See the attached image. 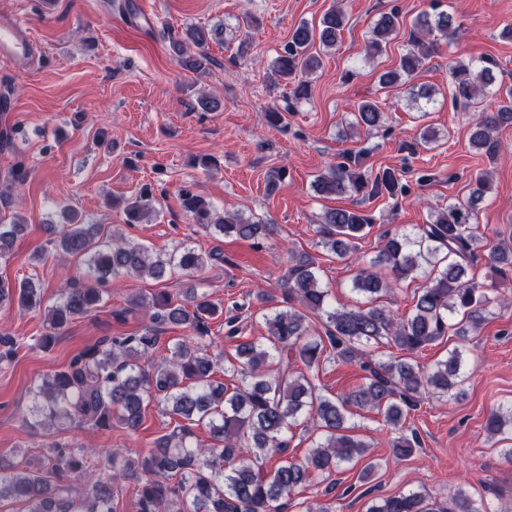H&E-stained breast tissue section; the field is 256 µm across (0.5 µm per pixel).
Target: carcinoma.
Returning a JSON list of instances; mask_svg holds the SVG:
<instances>
[{"label": "carcinoma", "instance_id": "carcinoma-1", "mask_svg": "<svg viewBox=\"0 0 512 512\" xmlns=\"http://www.w3.org/2000/svg\"><path fill=\"white\" fill-rule=\"evenodd\" d=\"M398 17L394 10L380 14L371 31L368 56L383 52L397 33ZM345 26L344 12L334 6L323 15L319 27L303 23L293 30L272 72L293 83L295 99L309 98L310 85L304 76L321 65L320 57L310 53L314 41L333 49ZM459 28L455 16L431 0L430 10L421 12L409 30L407 48L397 67L380 74V88L405 85L412 101H435L436 89L417 87L412 80L435 52L432 37L450 40ZM188 37L199 52L187 58L180 45L178 61L187 70L204 73L215 64L202 52L212 32L192 28ZM496 68L491 60L478 65L462 59L448 62L454 102L477 105L488 97L495 100L494 108L478 111L469 135L471 148L491 162L503 150L496 132L512 125V87L497 84ZM354 115L355 121L345 124V137L360 127L370 130L384 123V113L375 100L360 102ZM363 155L362 151L349 154L346 161L330 165L315 177L314 190L325 198L362 193L393 199L405 192L396 170L385 168L373 174L363 169ZM489 190V172H478L471 176L465 201L450 202L430 213L421 232L385 236L377 255L359 267L353 279V291L365 298L363 306L332 305L330 289L322 284L313 257L290 253L278 281L283 299L268 292L257 294L267 305L263 314L267 335L260 341L238 344L234 355L224 357V371L239 377L232 388L213 379V342L206 337L210 336L209 319L219 313V307L206 295L192 288L178 302L168 292L157 290L130 300V305L150 313L151 325L138 336H106L76 354L64 369L35 380L23 421L48 430L67 424L109 428L114 422L134 430L144 408L155 402L184 423L155 439L143 457L127 456L120 449L109 452L112 472L105 476L93 472L87 452L58 442L49 443L35 466L28 463L15 468L0 463V501H19L26 512H112V488L134 476L133 512H281L278 501L313 474L329 473L367 453L369 445L350 434L348 420L355 408L381 415L384 426L400 433L392 442L395 454L411 455L419 441L415 434H403L407 413L427 397L457 393L465 381L462 352L453 350L425 370L392 354L378 357L370 347L384 344L413 355L449 334L462 338L478 334L491 304L484 292L485 281L505 283L507 274H512V236L499 239L483 265H478L483 245L471 224ZM180 203L201 227L257 247L275 229L263 220L221 213L190 189L181 191ZM154 212L153 198L143 189L126 201L125 223L138 224ZM61 213L70 220L45 225L49 242L64 254L82 258L85 281L67 283L47 309L44 333L36 339L44 351L53 347L71 321L108 301L107 284L126 277L160 280L174 270L191 275L211 260L224 261L219 254L203 255L184 244L169 253H157L127 239L116 226L107 230L101 224L79 223L66 206ZM372 224L374 219L363 210L328 208L316 228L318 245L347 258ZM25 229L19 219L0 224V259L13 250ZM417 277L423 278L424 286L408 318L401 320L377 304L397 282ZM15 304L27 310L41 307L40 288L33 278L19 282L0 278V311H9ZM313 317L321 320L324 334L314 335ZM169 325L180 327L186 335L170 340L166 354L160 355L161 329ZM325 353L338 363L358 364L363 383L344 395L319 393L313 370ZM298 363L304 369L295 368ZM301 419L315 421L318 431L304 460H285L267 470V460L288 452L286 434ZM201 425L214 440L206 447L191 441L193 428ZM485 430L511 442L512 403L490 411ZM367 512L493 510L467 491L450 488L444 500L426 491L409 490L372 502Z\"/></svg>", "mask_w": 512, "mask_h": 512}]
</instances>
